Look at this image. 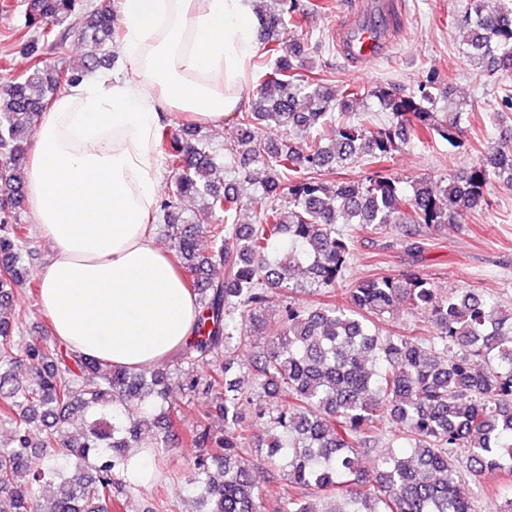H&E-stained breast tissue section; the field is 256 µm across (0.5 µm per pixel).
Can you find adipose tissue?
Here are the masks:
<instances>
[{
  "mask_svg": "<svg viewBox=\"0 0 512 512\" xmlns=\"http://www.w3.org/2000/svg\"><path fill=\"white\" fill-rule=\"evenodd\" d=\"M125 78L71 85L44 112L25 172L53 333L109 365L150 367L194 333L195 296L154 236L160 107L220 125L257 51L252 0H118Z\"/></svg>",
  "mask_w": 512,
  "mask_h": 512,
  "instance_id": "ef3b65f1",
  "label": "adipose tissue"
}]
</instances>
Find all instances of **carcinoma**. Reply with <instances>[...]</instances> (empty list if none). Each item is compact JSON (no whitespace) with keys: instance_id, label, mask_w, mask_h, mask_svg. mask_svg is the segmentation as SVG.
<instances>
[{"instance_id":"1","label":"carcinoma","mask_w":512,"mask_h":512,"mask_svg":"<svg viewBox=\"0 0 512 512\" xmlns=\"http://www.w3.org/2000/svg\"><path fill=\"white\" fill-rule=\"evenodd\" d=\"M255 3L261 52L252 66L264 81L251 110L238 113L224 158L194 124L165 127L155 140L172 173L158 201L172 262L200 308L194 336L175 356L176 371L186 375L187 403L210 401L183 436L196 449L185 502L202 504L198 512H261L265 500L276 512H317L308 495L318 492L330 501L329 512H474L465 473L512 476V307L470 288L440 296L416 269L360 279L338 303L352 248L336 225H399L409 249L420 252L421 228L458 223L488 204L494 178L507 174L512 182V144L439 188L426 181L404 187L381 175L322 180V170L364 156L381 165L411 139L439 137L457 147L465 112L457 107L437 118L431 75L404 94L388 83L338 91L300 73L308 36L285 47L276 32L287 25L307 30L309 13L321 5ZM115 21L114 0L90 10L83 0H27L24 27L13 33L31 66L0 88L1 309L16 304L15 288L29 280L21 261L30 229L15 217L24 200L21 136L61 89L112 60L107 43ZM448 26L483 70L512 74V0H497L491 11L484 0H469L463 14L448 16ZM73 30L100 51L79 71L45 58L64 49ZM363 97L391 120H344ZM271 124L301 133V141L269 145L261 131ZM243 160L266 171L261 191L269 204L251 224L236 223L244 206L239 191L212 180L234 165L251 179ZM185 198L202 205L185 216ZM201 235L210 242L205 252L196 245ZM217 267L221 279L212 277ZM300 292L318 302L300 303ZM274 296L281 318L243 380L234 376L236 350ZM400 301L427 320L430 339L386 330ZM12 334L0 320V420L13 432L0 449V492L9 503L0 512H112V502L132 489L123 481L127 457L143 444L134 412L164 407L170 371L109 367L54 336L18 354ZM21 365L28 371L23 386L11 377ZM257 389L273 401L255 403ZM75 410L85 429L57 442L56 429ZM256 421L268 426L257 445ZM35 427L44 433L39 442L32 440ZM373 452L368 470L361 460ZM255 453L271 468L260 492L250 476ZM489 495V512H512V494Z\"/></svg>"}]
</instances>
